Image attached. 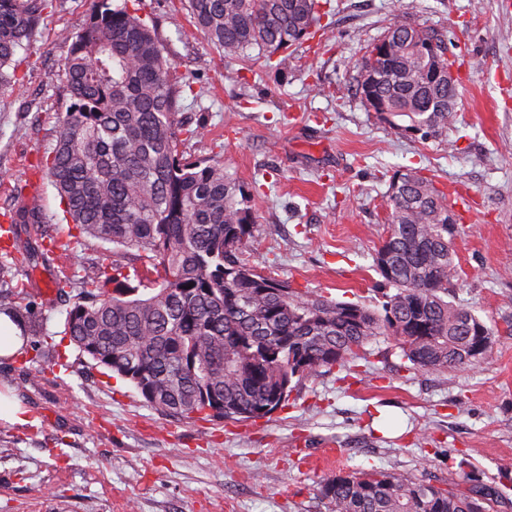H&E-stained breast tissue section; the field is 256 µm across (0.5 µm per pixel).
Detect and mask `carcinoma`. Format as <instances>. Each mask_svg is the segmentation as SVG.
Masks as SVG:
<instances>
[{
  "instance_id": "carcinoma-1",
  "label": "carcinoma",
  "mask_w": 512,
  "mask_h": 512,
  "mask_svg": "<svg viewBox=\"0 0 512 512\" xmlns=\"http://www.w3.org/2000/svg\"><path fill=\"white\" fill-rule=\"evenodd\" d=\"M198 31L227 60L271 58L311 35L320 0H187ZM46 0H0V89ZM373 63H361V98L411 130L442 134L456 112L457 84L432 80L452 67L448 44L428 29L394 22ZM154 28L128 0H94L62 71L72 104L59 121L46 165L64 219L78 234L133 256L101 264L67 312L64 335L82 354L128 381L151 407L173 417L255 421L288 405L299 383L364 358L392 338L407 370L446 373L494 350L493 327L448 301L458 270L455 214L415 168L390 182V227L373 256L385 285L382 309L298 292L245 257L255 224L245 192L224 165L190 159L179 135L181 90ZM33 206L9 224H37ZM14 266L0 264V314L34 336L17 301ZM136 284H130V281ZM113 285L107 289V285ZM327 512H492L496 490L440 488L403 473H336L323 479Z\"/></svg>"
}]
</instances>
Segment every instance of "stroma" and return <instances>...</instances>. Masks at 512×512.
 <instances>
[{"label": "stroma", "mask_w": 512, "mask_h": 512, "mask_svg": "<svg viewBox=\"0 0 512 512\" xmlns=\"http://www.w3.org/2000/svg\"><path fill=\"white\" fill-rule=\"evenodd\" d=\"M132 6L156 26L185 87L178 122L200 131L181 151L224 164L248 197L251 264L378 307L373 256L389 228V184L420 170L475 201L453 227L449 298L494 326V351L472 367L409 372L395 341L381 339L365 348L366 373L304 379L291 407L238 423L171 417L93 366L62 329L112 247L72 237L35 169L71 104L62 63L92 0H51L18 54L19 85L0 91V214L28 207L38 189L41 223L15 234L34 255L17 276L39 291L19 307L45 338L28 352L38 377L0 357V392L26 411L21 423L0 419V512H326L324 478L374 470L442 488L487 484L502 497L498 512H512V0H330L314 38L278 68L225 61L183 0ZM395 21L433 29L457 60L456 117L439 136L390 125L357 91L367 47Z\"/></svg>", "instance_id": "obj_1"}]
</instances>
